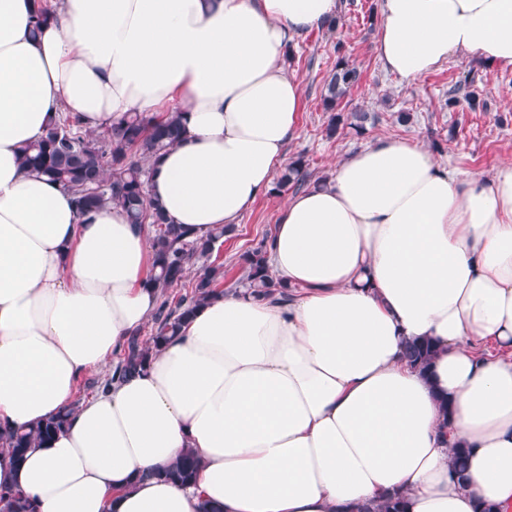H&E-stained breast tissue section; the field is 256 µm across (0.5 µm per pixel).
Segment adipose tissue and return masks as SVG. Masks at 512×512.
I'll use <instances>...</instances> for the list:
<instances>
[{"label": "adipose tissue", "instance_id": "1", "mask_svg": "<svg viewBox=\"0 0 512 512\" xmlns=\"http://www.w3.org/2000/svg\"><path fill=\"white\" fill-rule=\"evenodd\" d=\"M0 0V434L71 409L0 487L35 512H512V160L467 176L380 137L287 197L268 243L287 302L198 306L135 376L75 398L157 305L149 226L72 196L19 149L58 112L101 131L181 112L149 195L187 239L268 194L298 124L286 61L340 0ZM376 58L420 79L456 54L512 67V0H380ZM431 342L427 370L404 357ZM491 345L482 353V345ZM470 452L467 485L452 451ZM194 484L156 478L184 452Z\"/></svg>", "mask_w": 512, "mask_h": 512}]
</instances>
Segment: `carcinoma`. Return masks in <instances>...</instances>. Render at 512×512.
Here are the masks:
<instances>
[{
    "label": "carcinoma",
    "instance_id": "1",
    "mask_svg": "<svg viewBox=\"0 0 512 512\" xmlns=\"http://www.w3.org/2000/svg\"><path fill=\"white\" fill-rule=\"evenodd\" d=\"M359 80L358 67L344 53L343 41L337 40L336 62L321 98L323 110L329 113L328 137L335 136L342 125L358 134L365 129L368 113L358 109L347 114L339 112L343 99ZM463 100L474 103L476 93L456 85L448 90L445 105L451 109ZM182 131L179 112L166 120L128 112L101 132L88 130L78 116L69 113L52 119L41 139L21 146L19 150L24 167L46 176L74 195L80 215H91L111 202L125 210L130 223L152 227L154 281L160 288L158 304L152 315L154 333L146 341L137 334L127 340L123 358L107 378L109 382L144 368L151 349L176 336L200 303L220 293V268L204 266L195 277L191 292L176 302L170 301L167 295L169 288L181 283L195 263L208 258L216 245L224 243V236L233 231L232 227L225 226L204 238L187 240L185 233L168 220L149 197L147 163L176 145ZM308 177L303 157L293 158L276 178L273 193L298 186ZM269 239L270 235H264L252 248L239 255L238 263L243 270L240 284L264 298L275 293L286 298L288 285L269 270ZM433 354L434 348L427 341H411L405 346V358L421 369L427 367ZM70 414L71 410L66 409L35 427L11 432L5 437L8 450L17 461H23L29 449L61 432L67 426ZM468 458V449H455L452 470L463 485L467 481ZM197 472L196 458L186 451L174 464L155 471L153 476L189 485ZM0 512H32V508L21 491L5 489L0 490ZM357 512H405L404 497L394 495L375 504H364L357 508Z\"/></svg>",
    "mask_w": 512,
    "mask_h": 512
}]
</instances>
